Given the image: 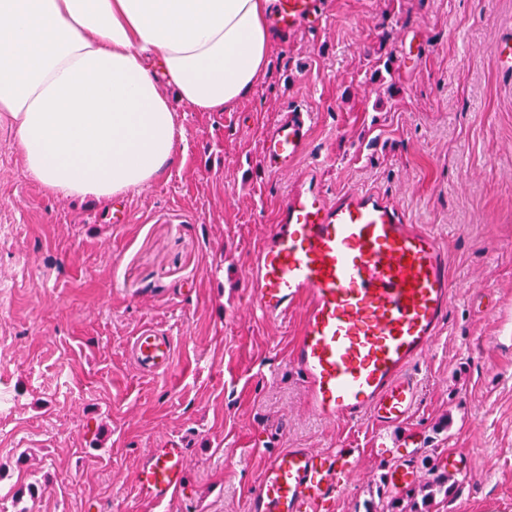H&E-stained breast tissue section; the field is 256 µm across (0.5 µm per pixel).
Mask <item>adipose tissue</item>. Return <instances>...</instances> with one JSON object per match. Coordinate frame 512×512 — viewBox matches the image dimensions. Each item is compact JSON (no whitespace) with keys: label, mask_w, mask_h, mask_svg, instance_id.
<instances>
[{"label":"adipose tissue","mask_w":512,"mask_h":512,"mask_svg":"<svg viewBox=\"0 0 512 512\" xmlns=\"http://www.w3.org/2000/svg\"><path fill=\"white\" fill-rule=\"evenodd\" d=\"M273 0H0V127L49 193L157 182L176 107L229 109L264 78Z\"/></svg>","instance_id":"obj_1"}]
</instances>
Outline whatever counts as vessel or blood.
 I'll return each mask as SVG.
<instances>
[{"mask_svg": "<svg viewBox=\"0 0 512 512\" xmlns=\"http://www.w3.org/2000/svg\"><path fill=\"white\" fill-rule=\"evenodd\" d=\"M316 0H276L270 25L288 35L317 19ZM309 113L283 112L264 139L261 162L272 175L308 149ZM248 285L263 317L302 311L290 361L308 407L326 422L368 420L388 445L414 412L412 367L444 333L451 285L448 252L430 228L410 223L388 196L352 189L329 197L315 171L288 192L248 265ZM175 343L152 328L132 338L131 358L150 377L166 376ZM354 454L283 448L271 454L247 495V512H328L355 469ZM183 443L167 441L139 461L136 483L155 503L183 486Z\"/></svg>", "mask_w": 512, "mask_h": 512, "instance_id": "obj_1", "label": "vessel or blood"}]
</instances>
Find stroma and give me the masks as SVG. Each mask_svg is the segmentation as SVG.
I'll use <instances>...</instances> for the list:
<instances>
[{"mask_svg": "<svg viewBox=\"0 0 512 512\" xmlns=\"http://www.w3.org/2000/svg\"><path fill=\"white\" fill-rule=\"evenodd\" d=\"M322 21L275 35L264 80L224 112L179 107L185 140L161 180L111 206L46 192L0 129V512H247L282 447L359 451L329 512L418 481L455 453L466 472L432 512H512V76L493 47L512 0H323ZM311 113L296 171L269 175L281 113ZM315 170L329 196L368 188L437 232L452 286L445 334L415 366V412L388 448L371 422L310 414L290 362L302 315L263 318L247 264L283 199ZM176 339L141 376L135 333ZM185 444L184 488L141 498L140 458Z\"/></svg>", "mask_w": 512, "mask_h": 512, "instance_id": "stroma-1", "label": "stroma"}]
</instances>
